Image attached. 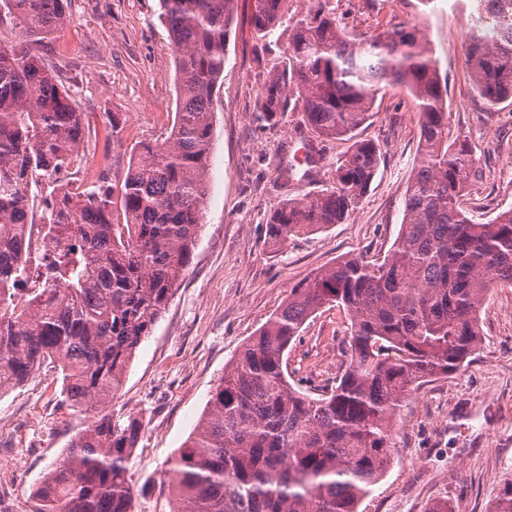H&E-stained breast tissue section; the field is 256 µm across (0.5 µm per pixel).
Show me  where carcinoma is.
<instances>
[{
  "label": "carcinoma",
  "instance_id": "1",
  "mask_svg": "<svg viewBox=\"0 0 512 512\" xmlns=\"http://www.w3.org/2000/svg\"><path fill=\"white\" fill-rule=\"evenodd\" d=\"M290 0H253L256 34L288 29L283 61L260 96L269 118L303 112L320 141L345 140L329 181L271 211L268 242L341 224L383 161L358 130L387 86L420 113L419 157L404 220L381 262L341 258L293 287L224 370L203 419L169 474L174 512H357L392 457L393 420L419 382L459 370L481 342L477 312L495 283L512 284V207L473 219L460 198L478 174L467 141L448 125V82L417 25L352 34L333 0L288 14ZM469 34L473 89L494 108L512 99V0H479ZM174 50L179 96L166 137L144 142L122 180L59 190L47 223L65 241L31 268L33 176L69 167L88 124L36 44L71 22L67 0H0V392L44 363L62 376L66 402L88 414L121 390L191 263L207 194L213 94L236 0H159ZM120 196L122 220L113 218ZM325 305L349 315L342 375L313 397L288 381L285 353ZM144 423L97 416L35 490L36 512H134L130 461ZM488 512H512V476Z\"/></svg>",
  "mask_w": 512,
  "mask_h": 512
}]
</instances>
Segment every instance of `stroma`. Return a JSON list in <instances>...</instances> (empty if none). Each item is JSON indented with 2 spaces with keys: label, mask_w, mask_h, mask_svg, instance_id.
Returning <instances> with one entry per match:
<instances>
[{
  "label": "stroma",
  "mask_w": 512,
  "mask_h": 512,
  "mask_svg": "<svg viewBox=\"0 0 512 512\" xmlns=\"http://www.w3.org/2000/svg\"><path fill=\"white\" fill-rule=\"evenodd\" d=\"M251 0H240L226 42L224 80L212 97L208 194L194 256L151 336L139 345L123 387L104 411L141 415L145 427L130 467L134 512H172L166 472L203 415L212 391L244 343L290 289L348 255L384 257L404 218V194L419 150L420 116L403 89L379 94L360 138L384 159L358 209L344 223L274 247L267 221L279 200L319 190L350 147L338 141L307 179L282 171L298 151L302 115L266 118L258 94L282 60L287 36L257 37ZM475 0H338L349 28L373 31L412 20L448 80V124L471 145L482 172L464 206L483 219L512 207V101L487 110L467 65ZM70 24L41 52L76 89L89 118L87 141L69 167L74 180L122 179L138 143L166 136L176 110L174 52L159 0H68ZM482 341L457 372L426 380L395 417L389 468L358 512H487L512 474V286L497 283L479 312ZM350 321L325 306L288 348L290 382L309 393L335 382L345 362ZM87 424L66 403L62 378L45 367L0 393V512H34V489Z\"/></svg>",
  "instance_id": "1"
}]
</instances>
